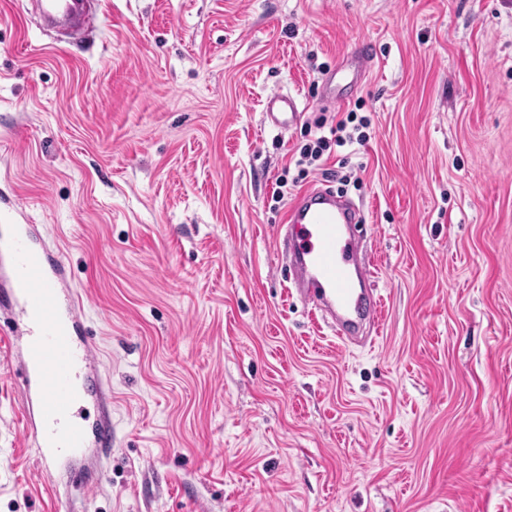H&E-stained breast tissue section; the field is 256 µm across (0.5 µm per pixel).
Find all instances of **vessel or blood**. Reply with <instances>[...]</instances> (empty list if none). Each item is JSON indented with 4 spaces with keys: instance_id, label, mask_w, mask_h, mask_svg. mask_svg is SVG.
<instances>
[{
    "instance_id": "vessel-or-blood-1",
    "label": "vessel or blood",
    "mask_w": 512,
    "mask_h": 512,
    "mask_svg": "<svg viewBox=\"0 0 512 512\" xmlns=\"http://www.w3.org/2000/svg\"><path fill=\"white\" fill-rule=\"evenodd\" d=\"M43 15L57 23L80 22L94 27L98 13H88L80 0H41ZM267 119L289 128L302 115L292 94L268 96ZM364 218L359 209L329 186L300 193L286 212L287 239L293 255L291 280L298 296L313 303L329 317L337 338L344 343L364 339L362 300L356 279H368L369 264L358 259L357 224ZM80 299L68 286V270L62 255L36 247L26 225H18L10 238L0 237V310L8 314L0 324V343L12 345L17 330L29 341L16 372L30 395L21 409L27 429L33 431L43 450V464L65 454L84 456L89 444L112 445V429L104 426L88 437L74 419L78 404L104 396L102 385L86 370L91 358L89 340L74 341Z\"/></svg>"
}]
</instances>
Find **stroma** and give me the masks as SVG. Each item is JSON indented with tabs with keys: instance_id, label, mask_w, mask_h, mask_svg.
I'll return each mask as SVG.
<instances>
[{
	"instance_id": "stroma-1",
	"label": "stroma",
	"mask_w": 512,
	"mask_h": 512,
	"mask_svg": "<svg viewBox=\"0 0 512 512\" xmlns=\"http://www.w3.org/2000/svg\"><path fill=\"white\" fill-rule=\"evenodd\" d=\"M362 39L370 139L300 172ZM322 182L367 219L365 345L278 257ZM1 224L62 251L112 446L42 472L17 337L0 512H512V0H101L78 39L0 0ZM372 49L367 42L358 43L355 48L350 53V56L346 58V60H342L340 64L336 67V71L332 74L333 79L339 76L340 82L338 84V90L335 93V96L332 98L322 97L320 98V102L332 104V105H341L348 101V93L355 85L354 78L349 80L348 75L346 74V68L348 67L349 62L358 64L361 67H367L372 62ZM344 83L341 85V83ZM304 112L296 96L288 93H274L268 96L265 107L267 119L283 129L290 128L298 122Z\"/></svg>"
}]
</instances>
